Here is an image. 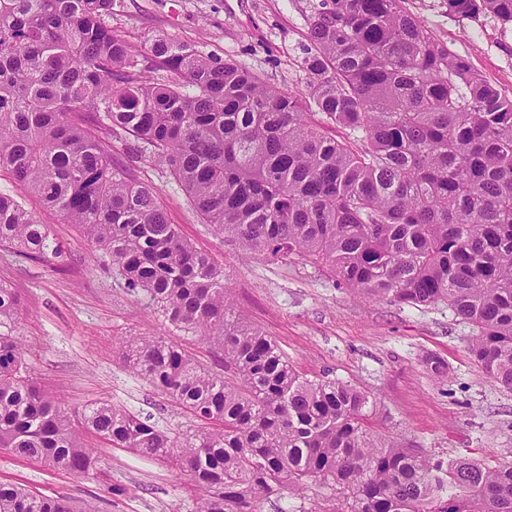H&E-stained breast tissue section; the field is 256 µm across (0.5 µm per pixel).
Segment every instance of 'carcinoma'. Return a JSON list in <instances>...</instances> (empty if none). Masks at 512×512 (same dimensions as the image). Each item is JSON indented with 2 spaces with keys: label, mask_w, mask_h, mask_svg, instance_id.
<instances>
[{
  "label": "carcinoma",
  "mask_w": 512,
  "mask_h": 512,
  "mask_svg": "<svg viewBox=\"0 0 512 512\" xmlns=\"http://www.w3.org/2000/svg\"><path fill=\"white\" fill-rule=\"evenodd\" d=\"M404 0H308L306 89L157 36L112 31L115 0H0V169L112 257L128 292L224 357L197 364L168 336H126L124 363L205 426L182 434L108 401L49 396L0 287V451L87 478L93 434L191 473L195 512H512V462L373 439L369 397L308 380L236 312L224 266L168 222L155 186L112 159L147 157L243 255L301 259L339 288L398 306L445 304L468 350L512 389V99ZM461 20L512 27V0H444ZM51 227L0 195V246L59 257ZM323 490L308 500L312 487ZM0 512H78L0 483Z\"/></svg>",
  "instance_id": "1"
}]
</instances>
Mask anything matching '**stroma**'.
<instances>
[{"instance_id": "obj_1", "label": "stroma", "mask_w": 512, "mask_h": 512, "mask_svg": "<svg viewBox=\"0 0 512 512\" xmlns=\"http://www.w3.org/2000/svg\"><path fill=\"white\" fill-rule=\"evenodd\" d=\"M451 50L512 98V31L492 19L459 20L443 0H405ZM113 31L140 47L160 35L196 45L253 69L274 86H305L298 59L307 33L306 0H117ZM131 173L154 184L170 223L221 263L242 313L270 336L305 378L339 379L366 392L372 436L397 440L440 459L512 461V391L500 389L471 359V328L446 306L399 308L370 303L336 287L324 271L275 264L237 251L201 223L168 175L148 159ZM0 194L22 202L53 229L61 258L27 260L0 247V282L20 295V332L34 378L73 407L107 400L178 431L189 414L134 376L118 355L121 337L164 336L160 316L145 311L114 277L112 261L64 224L7 171ZM436 358L445 375L427 365ZM98 475L77 479L0 451V482L66 495L97 512H191L195 483L186 472L97 441Z\"/></svg>"}]
</instances>
